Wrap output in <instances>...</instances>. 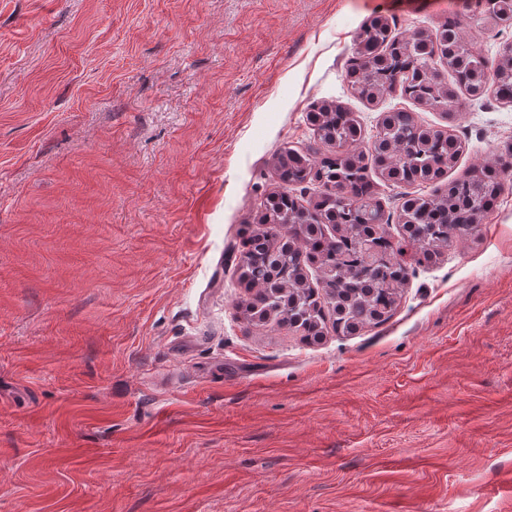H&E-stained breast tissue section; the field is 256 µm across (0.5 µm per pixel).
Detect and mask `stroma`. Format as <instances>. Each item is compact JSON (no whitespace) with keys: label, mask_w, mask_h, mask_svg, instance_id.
<instances>
[{"label":"stroma","mask_w":512,"mask_h":512,"mask_svg":"<svg viewBox=\"0 0 512 512\" xmlns=\"http://www.w3.org/2000/svg\"><path fill=\"white\" fill-rule=\"evenodd\" d=\"M477 0H0V512H512V180L391 317L318 340L238 303L275 158L333 100L512 146V104L453 118L345 79L376 16Z\"/></svg>","instance_id":"stroma-1"}]
</instances>
